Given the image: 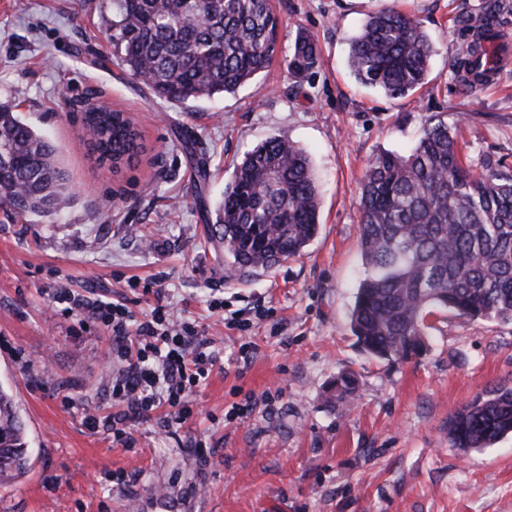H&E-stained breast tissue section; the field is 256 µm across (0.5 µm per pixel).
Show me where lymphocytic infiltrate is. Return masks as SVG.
I'll return each instance as SVG.
<instances>
[{
    "label": "lymphocytic infiltrate",
    "mask_w": 512,
    "mask_h": 512,
    "mask_svg": "<svg viewBox=\"0 0 512 512\" xmlns=\"http://www.w3.org/2000/svg\"><path fill=\"white\" fill-rule=\"evenodd\" d=\"M142 291L156 299L142 315L128 299L87 296L67 288L56 289L51 304L53 313L76 317L81 329L102 327L111 333L118 362L112 373V401L120 407L112 416V440L125 448L135 443L132 421L151 419L159 410L168 428L192 418L193 389L217 361L202 326L174 316L165 288L147 283Z\"/></svg>",
    "instance_id": "lymphocytic-infiltrate-1"
}]
</instances>
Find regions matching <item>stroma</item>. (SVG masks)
<instances>
[{
    "instance_id": "35a3bbf8",
    "label": "stroma",
    "mask_w": 512,
    "mask_h": 512,
    "mask_svg": "<svg viewBox=\"0 0 512 512\" xmlns=\"http://www.w3.org/2000/svg\"><path fill=\"white\" fill-rule=\"evenodd\" d=\"M105 3L0 0V101L56 146L72 191L49 216L0 212V387L29 457L20 478L0 484V512H512V435L465 455L448 442L450 415L512 384V323L439 312L425 351L390 361L363 352L349 324L364 275L359 183L374 154H408L438 114L460 121L474 168L512 174V57L468 94L449 66L475 38L458 17L493 12L512 37V0H400L436 53L426 87L399 100L360 85L347 65L349 40L379 0H272L271 66L235 92L184 105L156 99L114 56ZM300 28L322 58L294 80L284 60ZM90 92L142 135L144 152L121 173L98 165L71 108ZM276 136L310 156L320 230L300 255L240 274L208 226L235 165ZM155 277L172 312L204 327L218 360L194 390L189 422L134 423L136 445L125 448L83 423L86 411L113 412L112 339L52 316L50 296L63 285L130 298V280ZM219 296L223 313L268 315L249 332L228 329L209 310ZM343 371L360 382L349 406L329 397ZM246 402V417L231 416ZM198 439L209 461L192 458ZM119 470L132 485L110 482Z\"/></svg>"
}]
</instances>
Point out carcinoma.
Returning a JSON list of instances; mask_svg holds the SVG:
<instances>
[{
  "instance_id": "obj_1",
  "label": "carcinoma",
  "mask_w": 512,
  "mask_h": 512,
  "mask_svg": "<svg viewBox=\"0 0 512 512\" xmlns=\"http://www.w3.org/2000/svg\"><path fill=\"white\" fill-rule=\"evenodd\" d=\"M112 46L127 70L170 103L233 93L268 68L277 48L271 0H109ZM460 22L486 35L488 13ZM435 52L420 20L395 0L368 15L349 43L348 66L360 84L391 99L426 85ZM320 49L296 32L288 73L305 77ZM496 50L475 40L451 67L478 79L495 70ZM83 126L97 160L112 172L144 146L123 112L87 102ZM70 198L55 146L0 102V205L17 216L48 215ZM358 245L365 276L350 313L361 349L376 359H409L425 348L427 319L437 312L512 322V175L476 172L463 161L459 128L438 115L408 155L381 151L360 185ZM320 190L307 152L285 137L258 145L235 165L216 222L231 268L270 269L295 257L319 231ZM357 377L331 387L350 405ZM512 434V387L476 395L448 419V442L479 451ZM0 484L23 474L28 455L12 396L0 387Z\"/></svg>"
}]
</instances>
